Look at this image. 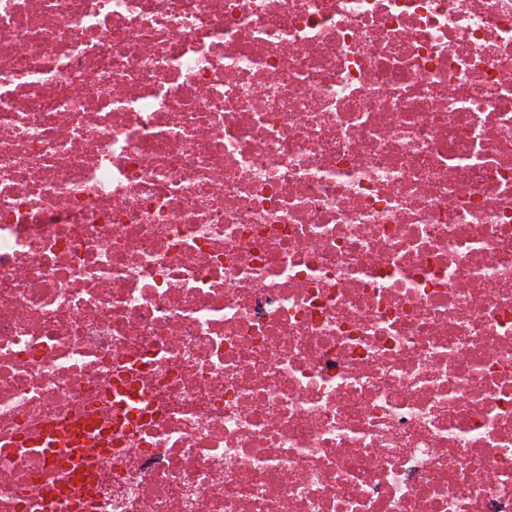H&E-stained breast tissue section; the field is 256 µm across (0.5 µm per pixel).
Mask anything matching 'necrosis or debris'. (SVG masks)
Returning <instances> with one entry per match:
<instances>
[{"instance_id": "1", "label": "necrosis or debris", "mask_w": 512, "mask_h": 512, "mask_svg": "<svg viewBox=\"0 0 512 512\" xmlns=\"http://www.w3.org/2000/svg\"><path fill=\"white\" fill-rule=\"evenodd\" d=\"M512 512V0H0V512ZM32 448H43L44 454L48 455L55 464L80 470L83 457L86 451L97 448V442L86 441L75 434L64 431L49 432L41 439L29 445ZM107 448H97V451H104Z\"/></svg>"}]
</instances>
